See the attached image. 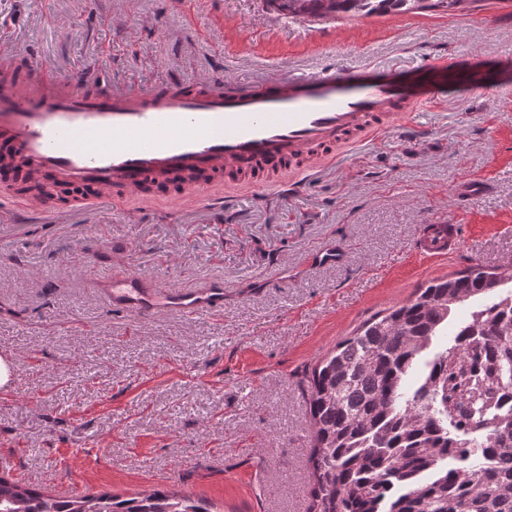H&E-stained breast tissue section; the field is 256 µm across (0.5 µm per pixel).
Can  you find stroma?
Masks as SVG:
<instances>
[{
  "label": "stroma",
  "instance_id": "35a3bbf8",
  "mask_svg": "<svg viewBox=\"0 0 512 512\" xmlns=\"http://www.w3.org/2000/svg\"><path fill=\"white\" fill-rule=\"evenodd\" d=\"M21 22L0 71L81 86L159 92L221 71L363 72L418 87L451 62L437 103L381 144L334 150L262 177L217 178L222 221L181 193L92 205L73 191L61 223H0V472L46 494L128 497L172 486L215 512H307L304 386L316 361L362 322L477 262L512 260V0L464 10L285 17L266 0H0ZM480 77L495 89L471 95ZM487 184L472 203L455 180ZM463 227L454 257L415 248L421 224ZM343 261L314 264L315 248ZM166 288L223 278L222 312L135 319L108 308L81 267Z\"/></svg>",
  "mask_w": 512,
  "mask_h": 512
}]
</instances>
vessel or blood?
Listing matches in <instances>:
<instances>
[{"instance_id":"obj_1","label":"vessel or blood","mask_w":512,"mask_h":512,"mask_svg":"<svg viewBox=\"0 0 512 512\" xmlns=\"http://www.w3.org/2000/svg\"><path fill=\"white\" fill-rule=\"evenodd\" d=\"M29 65L37 80L22 83L0 73V143L23 170L46 181L87 186L97 201L157 189L159 177L194 168L204 176L183 198L186 208L222 216L210 195L223 174L269 173L287 163L312 160L334 146H359L411 123L434 97L389 78L366 79L330 72L288 74L246 89L233 78L204 81L161 93L123 88L88 94L57 82L39 57ZM421 253L446 257L460 248L459 227L421 225ZM105 302L136 316L160 310L185 317L224 308V282L200 288H163L140 275L96 278Z\"/></svg>"}]
</instances>
